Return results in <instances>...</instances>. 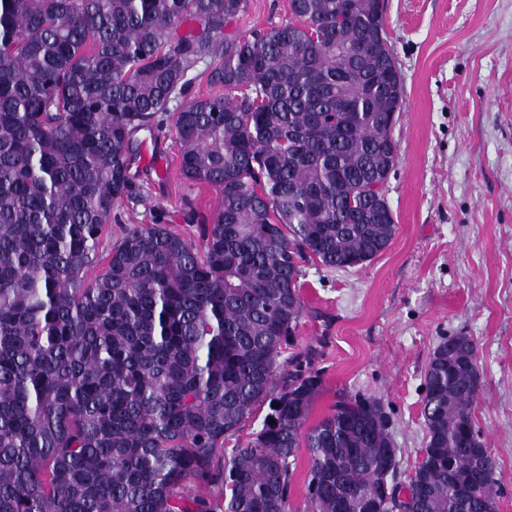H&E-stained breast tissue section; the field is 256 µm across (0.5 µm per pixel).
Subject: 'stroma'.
<instances>
[{"label":"stroma","mask_w":512,"mask_h":512,"mask_svg":"<svg viewBox=\"0 0 512 512\" xmlns=\"http://www.w3.org/2000/svg\"><path fill=\"white\" fill-rule=\"evenodd\" d=\"M384 3L405 90L386 186L397 232L365 266L304 264L299 333L283 357L322 375L313 417L342 393L381 398L404 484L426 442L429 360L441 338L471 337L482 376L474 421L499 462L498 512H512V0ZM289 17V0H248L229 30ZM138 138L164 167L134 161L143 198L114 211L91 274L104 272L121 225L163 224L196 242L220 203L218 188L181 177L169 128Z\"/></svg>","instance_id":"1"}]
</instances>
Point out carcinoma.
Listing matches in <instances>:
<instances>
[{
  "label": "carcinoma",
  "mask_w": 512,
  "mask_h": 512,
  "mask_svg": "<svg viewBox=\"0 0 512 512\" xmlns=\"http://www.w3.org/2000/svg\"><path fill=\"white\" fill-rule=\"evenodd\" d=\"M289 8L239 36L247 0H0V512H291L301 447L305 512H497L471 337L429 361L405 486L383 477L380 398L342 394L311 424L321 375L277 386L301 262L362 267L395 236L404 106L384 0ZM201 63L219 93L190 98ZM166 120L182 177L221 191L212 223L199 245L125 224L89 280L112 212L142 198L134 136ZM310 466L309 456L306 448H301L298 455L296 469L293 475L291 485V498L290 504L292 512H304L305 507V485L304 481L307 476L308 468Z\"/></svg>",
  "instance_id": "obj_1"
}]
</instances>
